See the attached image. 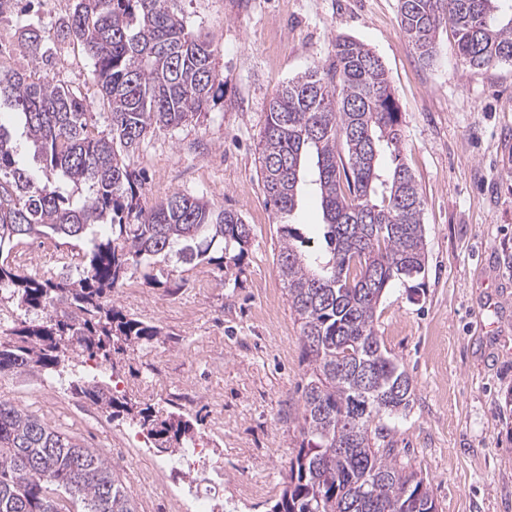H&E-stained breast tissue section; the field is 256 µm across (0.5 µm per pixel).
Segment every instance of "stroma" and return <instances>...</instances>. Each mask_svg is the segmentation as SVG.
Returning a JSON list of instances; mask_svg holds the SVG:
<instances>
[{"instance_id":"35a3bbf8","label":"stroma","mask_w":512,"mask_h":512,"mask_svg":"<svg viewBox=\"0 0 512 512\" xmlns=\"http://www.w3.org/2000/svg\"><path fill=\"white\" fill-rule=\"evenodd\" d=\"M192 31L207 33L224 93L179 128L151 131L122 161L147 203L179 192L235 210L251 227L241 269L181 267L174 288L141 274L112 299L160 327L152 344L116 359L114 395L190 421L206 457L159 451L130 418L107 417L38 373L0 375V398L110 458L126 444L133 464L111 468L138 512H188L191 489L217 487L216 512H269L301 442L307 362L278 272V224L257 175L259 133L275 91L328 68L336 37L380 58L403 121V159L419 183L427 244L424 275L394 281L377 309L379 336L413 380L405 411L387 417L398 461L426 478L438 512H512V63L470 68L451 27L423 63L400 30L399 0H179ZM55 31L74 0H12L0 12V67L47 76L108 127L82 45L53 47L33 63L23 9ZM508 305L491 311V295ZM155 464L152 485L139 468ZM266 490L246 495L250 481Z\"/></svg>"}]
</instances>
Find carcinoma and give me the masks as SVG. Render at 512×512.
I'll return each instance as SVG.
<instances>
[{
	"instance_id": "obj_1",
	"label": "carcinoma",
	"mask_w": 512,
	"mask_h": 512,
	"mask_svg": "<svg viewBox=\"0 0 512 512\" xmlns=\"http://www.w3.org/2000/svg\"><path fill=\"white\" fill-rule=\"evenodd\" d=\"M175 2L75 0L53 34L27 25L35 60L48 55L52 38L83 45L110 108L106 133L90 128L87 104L71 89L0 70V106L23 123L43 173L37 179L21 163L0 124V301L38 316L0 341V375L53 378L85 355L112 368L114 355L160 335L112 303L132 270L147 264L145 282L160 286L179 263L222 271L247 253L251 231L240 213L179 193L145 207L142 182L120 160L152 129L189 121L224 91L210 41L187 28ZM444 24L470 67L512 63V0H400V28L420 60H433ZM257 150L308 366L302 440L270 512H438L427 481L397 460L382 423L406 410L412 381L378 336L377 307L393 281L425 273L427 249L425 201L403 162L401 113L376 54L337 38L328 71L314 68L273 95ZM308 186L322 212L319 252L303 249L292 222ZM42 236L86 241L79 278H36L9 260L14 241ZM69 387L112 416H130L164 452L194 444L187 421L137 410L75 374ZM65 499L82 503V512H138L100 453L0 399V512H71Z\"/></svg>"
}]
</instances>
